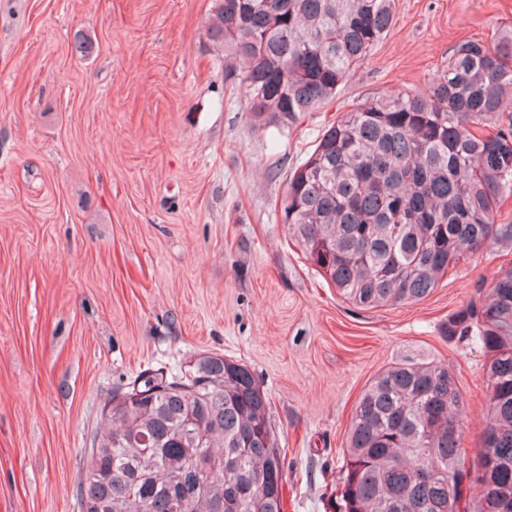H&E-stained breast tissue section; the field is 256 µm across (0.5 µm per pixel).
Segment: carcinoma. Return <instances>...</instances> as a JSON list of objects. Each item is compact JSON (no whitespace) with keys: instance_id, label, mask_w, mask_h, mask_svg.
Here are the masks:
<instances>
[{"instance_id":"obj_1","label":"carcinoma","mask_w":512,"mask_h":512,"mask_svg":"<svg viewBox=\"0 0 512 512\" xmlns=\"http://www.w3.org/2000/svg\"><path fill=\"white\" fill-rule=\"evenodd\" d=\"M395 0H215L208 34L239 63L245 110L282 130L332 101L393 24ZM512 27L456 44L426 90L373 95L292 172L288 234L361 309L428 297L464 255L512 249ZM443 338L486 356L482 451L462 473L454 370L396 362L350 418L336 512H512V268L448 314ZM254 371L199 352L144 370L101 408L81 512H284L283 460Z\"/></svg>"}]
</instances>
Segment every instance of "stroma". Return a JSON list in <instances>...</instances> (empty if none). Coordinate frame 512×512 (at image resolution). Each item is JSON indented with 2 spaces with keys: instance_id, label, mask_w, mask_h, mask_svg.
I'll return each mask as SVG.
<instances>
[{
  "instance_id": "1",
  "label": "stroma",
  "mask_w": 512,
  "mask_h": 512,
  "mask_svg": "<svg viewBox=\"0 0 512 512\" xmlns=\"http://www.w3.org/2000/svg\"><path fill=\"white\" fill-rule=\"evenodd\" d=\"M214 0H0V512H79L100 410L199 352L248 364L271 401L284 512H335L354 404L403 360L442 361L481 448L485 358L449 313L512 251L462 261L422 301L361 310L288 238L281 202L323 130L367 97L426 90L512 0H396L335 100L270 135L208 36Z\"/></svg>"
}]
</instances>
